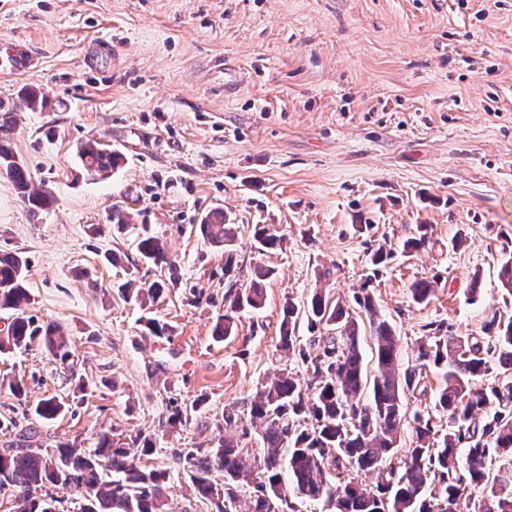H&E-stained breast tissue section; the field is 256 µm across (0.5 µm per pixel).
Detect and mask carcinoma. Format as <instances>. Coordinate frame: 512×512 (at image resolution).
Instances as JSON below:
<instances>
[{
	"mask_svg": "<svg viewBox=\"0 0 512 512\" xmlns=\"http://www.w3.org/2000/svg\"><path fill=\"white\" fill-rule=\"evenodd\" d=\"M45 107V99L28 89L8 104L0 101V176L14 183L34 211L51 204V193L33 185L27 168L9 148V135L17 113ZM76 153L93 178L108 176L119 164L118 156L95 139L79 143ZM198 231L224 249L229 307L214 325V335L224 339L236 331L234 314L263 308L265 282L274 269L257 267L240 287L235 224L217 207L201 219ZM497 236L504 239L505 252L498 278L512 295V229L501 228ZM254 238L261 251L275 250L284 241L276 230L260 224ZM430 240L431 226L419 224L403 250L417 254ZM137 250L147 263L173 267L164 242L145 224ZM28 271L21 253L0 251V310L11 311L0 352L25 350L38 339L64 363L71 350L61 327L36 325L26 315ZM434 284L429 279L415 281L413 300L427 301ZM353 300L372 327L377 368L373 379L364 375L360 324L350 305L331 301L322 287L301 308L286 301L279 349L308 364L307 379L283 368L274 379L260 383L242 406L224 408V431L238 429L241 414L248 413L263 453L246 462L250 432L245 427L237 441L224 439L207 450L185 448L176 459L189 487L216 512H296L292 507L283 510L286 468L296 498L323 508L334 501L332 512H512V316L504 320L492 315L485 346L436 324L418 344L419 364L401 371L396 367L399 339L392 325L369 293H357ZM301 316L312 333L307 348L296 335ZM426 366L443 373L434 408L448 414V431L439 433L431 417L414 413L413 447L401 457L405 396L418 388ZM64 410L65 404L49 398L38 402L33 412L41 420H53ZM282 448L288 449L286 462L279 454ZM127 457V450L115 445L107 432L98 435L92 450L66 442L51 450L10 446L0 452V494L9 497L12 512H52L59 502L53 496L57 490L79 498L77 512H164L166 474L138 467ZM361 471L375 473L376 483L359 481ZM246 487L253 492L244 510L240 495Z\"/></svg>",
	"mask_w": 512,
	"mask_h": 512,
	"instance_id": "1",
	"label": "carcinoma"
}]
</instances>
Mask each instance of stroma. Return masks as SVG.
<instances>
[{"label":"stroma","instance_id":"obj_1","mask_svg":"<svg viewBox=\"0 0 512 512\" xmlns=\"http://www.w3.org/2000/svg\"><path fill=\"white\" fill-rule=\"evenodd\" d=\"M36 59L0 71V100L42 94L9 145L52 203L31 214L0 177V250L29 261L27 313L62 323L73 353L56 361L40 343L0 353V449L30 431L31 448H91L108 432L137 464L171 476L166 512H216L177 478L183 448H213L224 408L242 404L282 368L285 298L306 302L316 269L332 296L359 290L400 338L398 368L415 365L429 325L484 337L492 314L512 316L497 273L512 227V0H0V43ZM97 139L123 159L94 179L76 156ZM131 219L110 220L113 205ZM223 207L237 226V277L274 268L263 309L216 339L224 314V252L197 224ZM371 221L370 232L354 229ZM167 244L174 269L143 262L141 224ZM283 234L262 252L255 225ZM429 247L403 253L417 225ZM391 257L373 266L377 248ZM478 286H471L472 277ZM435 279L416 303L411 286ZM171 280L142 306L138 289ZM166 322L158 338L148 319ZM66 403L52 421L43 399ZM181 413V424L168 420ZM155 439L141 453L136 435Z\"/></svg>","mask_w":512,"mask_h":512}]
</instances>
